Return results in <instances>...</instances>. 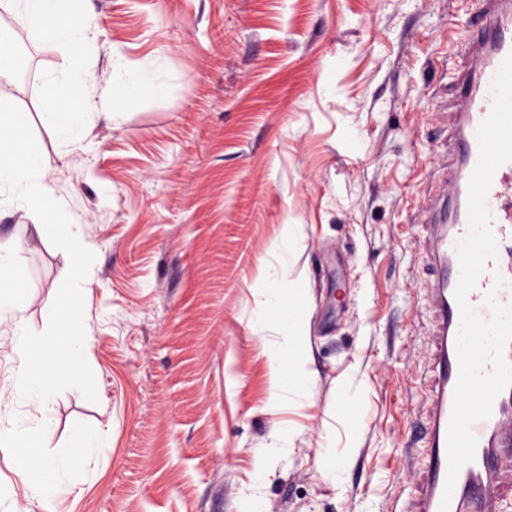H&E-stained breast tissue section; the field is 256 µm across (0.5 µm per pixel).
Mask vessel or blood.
<instances>
[{
  "instance_id": "vessel-or-blood-1",
  "label": "vessel or blood",
  "mask_w": 512,
  "mask_h": 512,
  "mask_svg": "<svg viewBox=\"0 0 512 512\" xmlns=\"http://www.w3.org/2000/svg\"><path fill=\"white\" fill-rule=\"evenodd\" d=\"M484 2V9L477 14L479 46L462 82L461 110L456 115L459 133L452 143L454 160L440 174L442 194L431 198L426 207L427 263L434 273L425 295L433 314L428 335L432 380L424 396V451L408 512H512V386L495 397L488 418L472 424L477 440L474 458L460 469L451 498L443 496L448 429L459 375L456 337L460 310L455 290L460 265L456 244L468 231L469 181L479 155L476 132L492 111L494 78L512 53V0ZM487 205L497 254L487 260L467 296L478 312L486 308V296L491 292L500 304L512 305V162L495 171ZM499 276L506 280V287L496 288Z\"/></svg>"
}]
</instances>
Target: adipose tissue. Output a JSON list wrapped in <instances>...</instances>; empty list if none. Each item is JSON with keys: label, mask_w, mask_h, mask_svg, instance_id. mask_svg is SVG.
<instances>
[{"label": "adipose tissue", "mask_w": 512, "mask_h": 512, "mask_svg": "<svg viewBox=\"0 0 512 512\" xmlns=\"http://www.w3.org/2000/svg\"><path fill=\"white\" fill-rule=\"evenodd\" d=\"M84 0H0V10L13 25L31 27L54 41L62 61L40 75L42 98L49 109L53 134L61 152L82 154L89 149V133L109 98L119 97L126 106L140 105L146 94L175 97L182 86L181 75L165 58H155L150 69L128 62L120 49L112 51V68L98 76L91 54L97 22L85 9ZM11 27L0 26V212L33 221L54 224L70 231L81 224L82 201L73 197L68 212H61L49 168L33 151L21 126L16 99L26 67L10 42ZM300 227L282 225L278 239L259 261L261 287L248 328L262 345L266 356L269 397L267 409L276 415L265 443L253 453V475L239 499L236 512H265V492L276 477L277 461L292 458L301 435L298 420L319 384L311 340V288L306 271L297 270ZM53 306V297H40L23 275L18 254L0 249V320L13 324L10 347L14 367L12 393L0 392V438L32 448L53 425L51 403L62 392L82 390L75 374L46 382L30 369L32 359H45L48 347L32 339L23 322L26 306L33 301ZM361 376L347 379L334 418L346 433L347 443L337 447L335 434H327L313 457L316 469L329 484L339 483L354 468L360 438L369 413L362 394ZM292 418L279 420L281 411ZM100 437L77 440L71 453L49 460L22 461L20 476L30 488L27 503L12 502L11 512H30L37 503L42 512H53L69 480L76 460H92L109 453Z\"/></svg>", "instance_id": "1"}]
</instances>
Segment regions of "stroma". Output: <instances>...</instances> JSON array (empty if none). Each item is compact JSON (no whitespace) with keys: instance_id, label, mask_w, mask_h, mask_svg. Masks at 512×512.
<instances>
[{"instance_id":"obj_1","label":"stroma","mask_w":512,"mask_h":512,"mask_svg":"<svg viewBox=\"0 0 512 512\" xmlns=\"http://www.w3.org/2000/svg\"><path fill=\"white\" fill-rule=\"evenodd\" d=\"M97 74L113 46L139 65L164 56L183 79L175 100L98 121L89 167L61 156L37 76L60 63L31 31L17 95L60 206L79 192L76 241L0 218L41 295L63 290L74 252L88 258L82 318L92 394L52 403L49 453L100 434L108 455L80 464L56 512H235L252 450L274 417L266 358L248 329L258 261L280 225L303 227L320 381L301 416L267 512H405L418 464L429 375L424 335L423 200L451 158L458 79L474 0H90ZM109 199H102V188ZM60 314L33 303L26 327L72 370ZM367 379L368 427L334 491L314 468L337 384Z\"/></svg>"}]
</instances>
